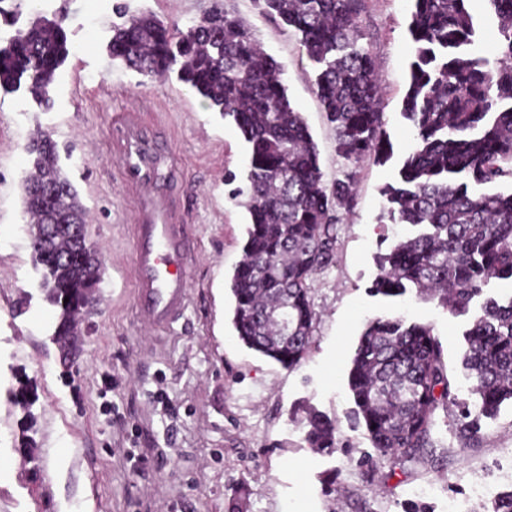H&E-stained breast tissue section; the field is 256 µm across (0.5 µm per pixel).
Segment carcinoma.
<instances>
[{
  "label": "carcinoma",
  "mask_w": 512,
  "mask_h": 512,
  "mask_svg": "<svg viewBox=\"0 0 512 512\" xmlns=\"http://www.w3.org/2000/svg\"><path fill=\"white\" fill-rule=\"evenodd\" d=\"M231 2L205 0L184 29L152 12L132 15L113 27L109 53L146 76L176 74L233 121L248 149L249 224L228 284L232 324L243 345L292 369L311 349L312 276L336 263L337 226L341 210L354 204L359 168L391 157L382 94L375 58L360 44L362 0H255L263 15L294 34L315 66L316 95L345 162L340 176L325 181L308 124L288 98L283 66L261 48ZM410 2L413 55L401 115L412 143L397 179L381 188V218L420 231L377 256L371 292L398 297L413 288L464 315L491 280L512 283V192L481 191L512 178V0H487L497 19L499 50L492 59L474 51L470 0ZM68 52L59 21L16 30L0 45V89L23 86L50 107ZM27 152L30 248L39 287L57 311L52 340L67 368L77 354L66 339L81 332L101 264L90 243L76 249L64 232L41 242L50 224L86 226L88 210L49 136L32 140ZM464 340L462 365L478 398L474 411L456 401L431 325L399 315L367 322L347 377L354 418L374 449L358 459L359 468L440 462L447 451L434 436L439 413L470 440L479 416L494 417L512 403V295L504 302L486 298ZM305 441L320 451L335 448L336 424L309 413Z\"/></svg>",
  "instance_id": "obj_1"
}]
</instances>
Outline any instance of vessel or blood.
<instances>
[{"instance_id": "vessel-or-blood-1", "label": "vessel or blood", "mask_w": 512, "mask_h": 512, "mask_svg": "<svg viewBox=\"0 0 512 512\" xmlns=\"http://www.w3.org/2000/svg\"><path fill=\"white\" fill-rule=\"evenodd\" d=\"M117 147L126 181L139 195L133 265L136 320L146 335L161 338L171 333L191 303L186 271L191 242L161 190L172 180L176 165L146 133L136 110L124 113Z\"/></svg>"}]
</instances>
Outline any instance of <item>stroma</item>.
I'll list each match as a JSON object with an SVG mask.
<instances>
[{
    "label": "stroma",
    "instance_id": "obj_1",
    "mask_svg": "<svg viewBox=\"0 0 512 512\" xmlns=\"http://www.w3.org/2000/svg\"><path fill=\"white\" fill-rule=\"evenodd\" d=\"M117 0H23L18 27L35 18L60 20L72 51L60 67L51 109L22 90H0V512H226L244 491L249 512H439V501L404 496L406 486L432 482L443 492L489 479L512 490V407L481 419L474 446L439 426L447 466L421 463L408 472L382 466L359 471L371 453L353 420L346 378L369 318L401 315L433 326L458 400L474 402L461 365L467 319L415 295L372 294L374 256L382 238L402 237L403 224L381 225V187L391 182L412 135L401 115L412 41L409 0H365L360 17L384 89V130L393 146L383 165L365 163L356 204L338 226L335 265L313 277L317 313L313 346L288 370L241 344L230 321L228 279L242 258L248 213L230 199L228 175L244 178L247 148L234 125L176 78H150L113 62L108 44ZM186 26L200 0H126ZM232 5L269 55L285 67L288 96L318 145L325 180L339 174L335 135L315 93V68L288 31L259 14L253 0ZM144 118L169 151L178 173L168 194L194 243L186 324L148 344L136 322L131 272L137 193L122 179L112 125L139 99ZM57 143L60 165L89 211L87 233L103 255L101 302L86 317L83 352L63 371L51 340L57 314L38 289L22 179L25 151L37 135ZM26 384L31 405L8 398ZM164 390L179 410L168 428ZM314 410L335 420L336 447L308 448L303 421ZM36 446L26 450L25 437ZM151 462L132 468L129 452ZM335 480L324 494L322 483Z\"/></svg>",
    "mask_w": 512,
    "mask_h": 512
}]
</instances>
